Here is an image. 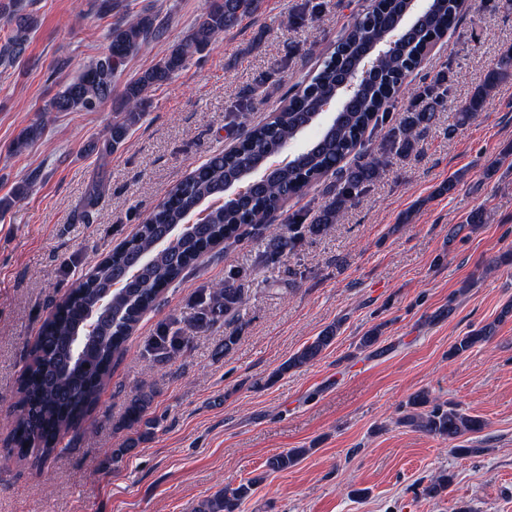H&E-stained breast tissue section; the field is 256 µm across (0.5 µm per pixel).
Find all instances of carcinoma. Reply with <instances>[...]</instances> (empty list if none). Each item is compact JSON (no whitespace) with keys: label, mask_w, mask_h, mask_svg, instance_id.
Masks as SVG:
<instances>
[{"label":"carcinoma","mask_w":512,"mask_h":512,"mask_svg":"<svg viewBox=\"0 0 512 512\" xmlns=\"http://www.w3.org/2000/svg\"><path fill=\"white\" fill-rule=\"evenodd\" d=\"M464 0H432L425 14L418 16L416 28L393 50L378 59L376 73L350 99L336 121L312 146L295 155L267 188H258L244 199L229 198L209 214L208 223L185 227L163 253L154 251L157 237L168 226L184 223L189 206L224 194L225 186L238 180L247 161L259 162L265 154L276 152L283 143L295 138L318 118L316 102L336 87V82L362 59L373 54L388 32L402 25L411 9V0H372L366 11L341 29L333 51L318 69L302 82L300 88L282 101L265 122L250 125L241 122L247 137L241 147L222 152L202 164L186 181L172 189L141 224L137 234L105 259L96 263L91 273L81 279L51 311L37 336L30 362L18 380L19 416L14 443L23 457L38 460L53 456L64 436L76 429L94 409L105 383L111 376L112 361L124 351V345L141 318L154 306L161 294L183 273L195 265L208 250L237 243L248 228L262 231L271 227L278 203L290 195L304 193L320 182L328 172L336 174L330 186L332 196L311 216L310 231L321 233L336 223L358 195L366 192L385 167L392 152L407 155L433 123L440 107L453 91L443 80H434L413 91L421 104L398 107V92L405 79L422 62L428 48L454 28ZM263 0H209L205 11L189 32L173 43L154 65L117 88L123 67L151 42L161 38L168 18L156 13L120 11L116 0H101L100 10L117 13L112 22L106 53L92 61L47 104L48 112H94L112 101V134L102 143L101 152L110 153L127 138L151 104L153 89L168 83L193 60L219 42L225 34L247 20L262 14ZM36 21L30 14L16 19V28L0 48V60H16L26 50ZM512 80V48L502 51L476 85L457 113V123L468 122L486 109L491 92ZM44 124L27 128L15 141L20 152L41 134ZM384 129V147L378 156L363 159L360 149L368 129ZM353 162L345 163L350 155ZM302 225L295 219L284 231L273 236L274 250L267 259L275 262L285 251H293L300 242ZM152 255L151 266L133 276L127 291L112 297L108 312L95 309L98 291L115 279L128 276L140 256ZM244 300L241 289L231 280L210 290V301L196 318L199 327L213 325L238 311ZM98 321L93 336L82 335L88 314ZM494 327L484 326L461 337L452 348L460 355L486 342ZM331 327L305 344L282 364L279 372L315 360L334 340ZM187 343L183 330L153 337L147 344V359L167 362L179 347ZM401 422L432 436L457 441L467 434L481 432L485 421L459 411L447 402H439L425 392L415 394ZM149 399L137 396L125 411L129 428L149 425ZM306 453L296 448L272 456L268 466L273 471L293 467ZM452 476L442 473L429 479L422 494L430 499L448 493ZM250 485L221 490L202 500L195 512H237L249 494Z\"/></svg>","instance_id":"1"}]
</instances>
